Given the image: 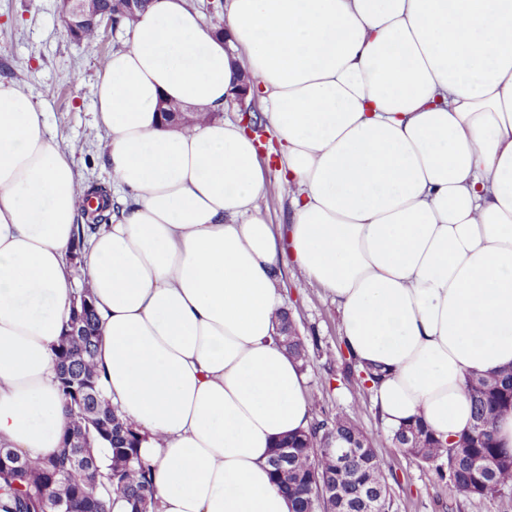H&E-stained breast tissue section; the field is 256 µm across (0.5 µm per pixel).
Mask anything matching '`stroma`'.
Here are the masks:
<instances>
[{
	"mask_svg": "<svg viewBox=\"0 0 512 512\" xmlns=\"http://www.w3.org/2000/svg\"><path fill=\"white\" fill-rule=\"evenodd\" d=\"M58 0H0V81L9 82L41 105L53 136L78 144L75 167L84 182L112 185L106 132L98 120L94 91L109 58L123 47L126 32L106 30L89 45L70 39L58 11ZM257 144L265 172L259 201L277 236H285L290 198L280 174V146L269 121L261 123ZM278 287L309 354L304 372L308 388L319 394L315 417L343 411L367 432L389 476L394 512H512V486L485 498H467L431 468L393 448L371 396L354 385L329 377L343 345L335 302L320 285L307 281L288 262H281Z\"/></svg>",
	"mask_w": 512,
	"mask_h": 512,
	"instance_id": "stroma-1",
	"label": "stroma"
}]
</instances>
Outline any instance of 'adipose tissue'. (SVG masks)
I'll return each mask as SVG.
<instances>
[{
	"label": "adipose tissue",
	"mask_w": 512,
	"mask_h": 512,
	"mask_svg": "<svg viewBox=\"0 0 512 512\" xmlns=\"http://www.w3.org/2000/svg\"><path fill=\"white\" fill-rule=\"evenodd\" d=\"M214 38L151 0L95 90L134 203L76 248L74 148L0 82V447L34 458L66 425L54 349L80 254L104 327L106 397L139 432L156 512H291L270 478L312 393L275 342L280 243L256 144L168 99L227 107L249 74L292 200L290 256L385 376L386 428L472 424L467 377L512 365V0H226ZM244 89L246 91L239 93L235 99V102L239 107V112H234L232 108L227 109V112H223V110L198 111L186 108L177 102H168L165 100H160L157 107L159 112L163 113V119L168 123V125H178L186 130H191L195 124L203 120L220 118L222 116V112L223 118L225 119H230L232 121L237 119L240 120L241 112L243 115V120H246L244 123H242V126L247 130V132L252 133L253 117L251 115H253V113H251V110L246 105V98L249 95V87L247 84L244 86Z\"/></svg>",
	"instance_id": "1"
}]
</instances>
